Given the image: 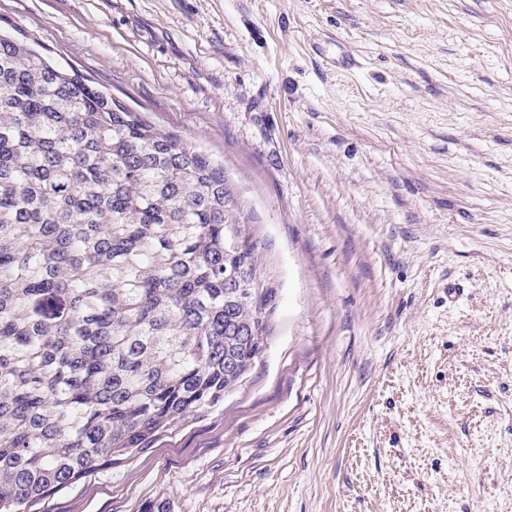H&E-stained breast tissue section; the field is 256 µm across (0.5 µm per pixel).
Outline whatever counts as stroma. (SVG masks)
Here are the masks:
<instances>
[{
  "instance_id": "1",
  "label": "stroma",
  "mask_w": 512,
  "mask_h": 512,
  "mask_svg": "<svg viewBox=\"0 0 512 512\" xmlns=\"http://www.w3.org/2000/svg\"><path fill=\"white\" fill-rule=\"evenodd\" d=\"M0 31L223 164L277 292L223 404L40 512H512V0H0Z\"/></svg>"
}]
</instances>
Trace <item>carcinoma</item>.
I'll list each match as a JSON object with an SVG mask.
<instances>
[{
	"label": "carcinoma",
	"mask_w": 512,
	"mask_h": 512,
	"mask_svg": "<svg viewBox=\"0 0 512 512\" xmlns=\"http://www.w3.org/2000/svg\"><path fill=\"white\" fill-rule=\"evenodd\" d=\"M224 168L0 36V512L224 402L276 305Z\"/></svg>",
	"instance_id": "cac0c4a2"
}]
</instances>
